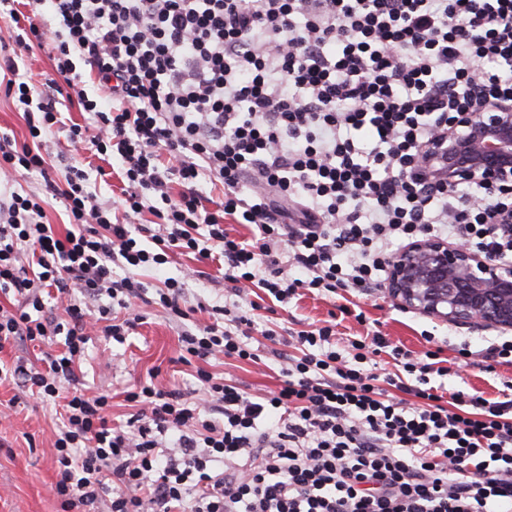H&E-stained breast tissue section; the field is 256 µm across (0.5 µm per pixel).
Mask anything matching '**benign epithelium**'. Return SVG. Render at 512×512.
I'll list each match as a JSON object with an SVG mask.
<instances>
[{"label": "benign epithelium", "mask_w": 512, "mask_h": 512, "mask_svg": "<svg viewBox=\"0 0 512 512\" xmlns=\"http://www.w3.org/2000/svg\"><path fill=\"white\" fill-rule=\"evenodd\" d=\"M421 177L454 184L512 185V104L483 102L460 112L425 145ZM385 292L395 306L459 325L475 321L512 331V264L460 243L420 237L388 262Z\"/></svg>", "instance_id": "benign-epithelium-1"}]
</instances>
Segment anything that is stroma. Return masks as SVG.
Instances as JSON below:
<instances>
[{
    "instance_id": "35a3bbf8",
    "label": "stroma",
    "mask_w": 512,
    "mask_h": 512,
    "mask_svg": "<svg viewBox=\"0 0 512 512\" xmlns=\"http://www.w3.org/2000/svg\"><path fill=\"white\" fill-rule=\"evenodd\" d=\"M89 183L99 200H116L122 184L112 169L116 162L88 151L80 155ZM359 306L365 324L337 313L334 299L317 292H304L292 298L286 312L259 311L255 320L259 329L299 331L311 324L335 320L337 337L356 338L366 332H378L402 349L421 354L428 347H439L447 358L448 374L432 377V385H443L448 393L497 397L504 382L512 380V366L486 368L479 352L497 337V330L473 325L458 327L438 322L416 312L393 309L390 301L361 299ZM144 323L119 343L97 335L89 342L78 374L86 389L112 397L114 419L126 421L132 412L125 400L126 390L141 382L155 380L163 387L191 391L195 379L191 367L178 363L179 334L182 326L169 320L161 308L144 306ZM431 340H424V333ZM469 344L471 358L458 357L460 344ZM207 370L219 377L236 380L254 395L276 389L281 384L280 364L270 352H263L259 363H243L220 357L210 360ZM60 401L37 402L14 382L0 383V512H57L58 504L49 493L55 479L53 435L61 422Z\"/></svg>"
}]
</instances>
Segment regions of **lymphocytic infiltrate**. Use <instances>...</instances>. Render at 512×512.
I'll return each instance as SVG.
<instances>
[{"instance_id":"lymphocytic-infiltrate-1","label":"lymphocytic infiltrate","mask_w":512,"mask_h":512,"mask_svg":"<svg viewBox=\"0 0 512 512\" xmlns=\"http://www.w3.org/2000/svg\"><path fill=\"white\" fill-rule=\"evenodd\" d=\"M0 20L16 47L0 58L5 93L32 138L0 136V177L43 179L0 198V292L17 300L0 307V351L44 349L5 376L63 402L60 512H512L511 383L448 399L431 384L448 373L438 351L415 359L377 332L340 345L331 324L264 331L296 348L267 395L204 367L259 360L252 290L272 314L302 289L371 296L394 248L420 235L512 263V189L415 177L434 131L478 102L512 103V0H0ZM35 44L55 52L41 87L17 65ZM49 89L92 127L65 124ZM57 126L118 160L122 214L76 158L50 174L41 135ZM50 198L65 231L45 220ZM145 212L153 225L133 223ZM175 253L194 256L187 279L222 270L230 306H188L176 278L148 293L143 274ZM145 299L216 320L180 334L194 397L136 386V413L117 423L76 365L93 335L124 342ZM381 354L395 367L383 377L367 368Z\"/></svg>"}]
</instances>
